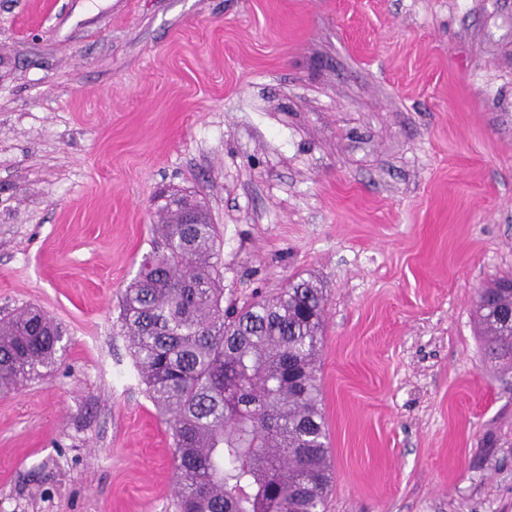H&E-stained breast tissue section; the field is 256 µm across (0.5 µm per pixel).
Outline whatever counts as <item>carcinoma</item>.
<instances>
[{
  "mask_svg": "<svg viewBox=\"0 0 512 512\" xmlns=\"http://www.w3.org/2000/svg\"><path fill=\"white\" fill-rule=\"evenodd\" d=\"M160 193L152 247L121 298V327L145 391L171 430L176 512H323L332 487L318 359L325 296L312 279L224 306L217 231L197 198ZM479 290L491 358L512 370V287ZM64 329L24 307L0 318V394L61 361Z\"/></svg>",
  "mask_w": 512,
  "mask_h": 512,
  "instance_id": "cac0c4a2",
  "label": "carcinoma"
}]
</instances>
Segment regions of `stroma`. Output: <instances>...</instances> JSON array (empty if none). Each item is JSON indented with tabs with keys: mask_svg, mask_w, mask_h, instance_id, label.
<instances>
[{
	"mask_svg": "<svg viewBox=\"0 0 512 512\" xmlns=\"http://www.w3.org/2000/svg\"><path fill=\"white\" fill-rule=\"evenodd\" d=\"M168 187L225 302L326 290L325 512H512V0H0V317L68 342L0 395V512H173L119 318ZM493 281L478 292L476 315L480 336L491 358L512 370V278Z\"/></svg>",
	"mask_w": 512,
	"mask_h": 512,
	"instance_id": "1",
	"label": "stroma"
}]
</instances>
